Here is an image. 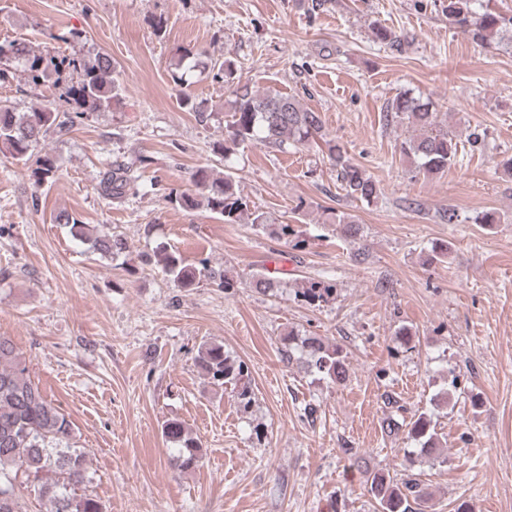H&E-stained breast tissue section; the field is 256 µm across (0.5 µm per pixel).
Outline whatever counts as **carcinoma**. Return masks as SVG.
I'll return each mask as SVG.
<instances>
[{"label":"carcinoma","mask_w":512,"mask_h":512,"mask_svg":"<svg viewBox=\"0 0 512 512\" xmlns=\"http://www.w3.org/2000/svg\"><path fill=\"white\" fill-rule=\"evenodd\" d=\"M448 24L461 34L490 48L512 51V13L500 11L493 0H448ZM24 65L34 84L46 82L59 73L65 64L79 70V81L73 97L79 111L55 112L34 109L20 113L8 104H0V146L17 160L25 158L42 134L56 126L63 128L81 116V110H103L112 106L120 96V84L114 77L112 58L98 53L77 60L45 59L35 54L26 43L13 41L0 45V82L9 74L13 61ZM200 64L198 57L187 50L181 54L178 70L173 76L179 86L187 83L186 76ZM214 78L224 81L230 93L228 100L231 121L219 152L228 157L240 145H261L284 148L292 143L304 145L321 135V115L292 95L277 91L257 93L241 83L238 68L231 59L210 62ZM384 120L388 125L405 128L401 152L414 160L429 174L445 172L455 164L461 134L449 129L438 119V110L429 98L403 92L389 100ZM328 158L336 167V178L346 194L371 203L379 197L376 182L359 165L351 162L346 153L330 140L324 141ZM56 160L46 157L35 171L36 182L54 177ZM138 175L131 168L109 172L100 189L109 199H120L126 187ZM197 193H182L170 198L183 209L203 205L224 218L227 224L246 219L255 227L265 229L271 224L266 212L249 208L240 194L232 166L224 164V174L215 177L212 170L202 167L194 174ZM60 223L70 225L74 237L88 238L87 227L76 216L61 213ZM93 249L103 257L126 251V241L102 232L92 239ZM155 266L180 288H196L201 283L224 289L229 293L237 281L224 270L210 266L207 260L198 265L185 262L181 254L164 245L154 252ZM278 280L264 273H254L250 285L267 295L277 288ZM336 283L331 280H303L296 295L314 307H323L334 300ZM298 358L308 372L332 384L341 385L348 379V363L342 349L317 336L299 338L288 335V360ZM197 363L217 388L230 384L243 409L252 404L248 367L224 352V344L210 342L201 345ZM382 429L388 436L399 432L419 446L420 455L441 457L440 445L432 417L426 413L399 420L390 413ZM165 438L178 445L170 465L180 472L197 466L201 459V444L177 419L164 423ZM93 475L89 471L84 451L79 448L74 425L60 408L44 394L39 383L31 378L27 360L13 341L0 336V512H32L25 497L33 498L45 512H102V505L93 490ZM368 492L374 498L376 512H423L431 493L418 477L411 473L396 480L383 472H374L367 479Z\"/></svg>","instance_id":"1"}]
</instances>
